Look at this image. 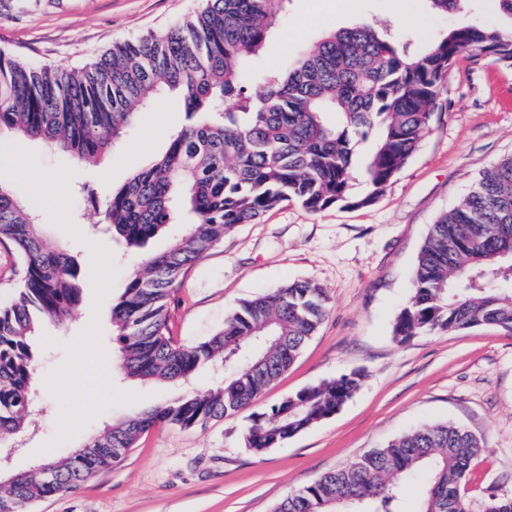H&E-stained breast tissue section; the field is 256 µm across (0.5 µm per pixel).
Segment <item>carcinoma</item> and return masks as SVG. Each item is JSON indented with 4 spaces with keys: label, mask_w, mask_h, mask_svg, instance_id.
Segmentation results:
<instances>
[{
    "label": "carcinoma",
    "mask_w": 512,
    "mask_h": 512,
    "mask_svg": "<svg viewBox=\"0 0 512 512\" xmlns=\"http://www.w3.org/2000/svg\"><path fill=\"white\" fill-rule=\"evenodd\" d=\"M439 15L466 0H426ZM290 0H202L194 17L162 36L110 49L80 69L32 67L0 50V134L39 140L97 160L115 150L140 109L168 90L188 123L163 153L105 200L100 223L140 253L180 211L191 218L165 249L149 253L112 303L121 374L141 382L188 384L227 369L204 392L185 389L92 438L107 452L75 450L54 474L0 481V512L75 492L124 458L160 423L184 429L240 413L294 363L328 311L323 288L293 280L242 302L224 328L186 345L170 336L168 304L187 270L224 235L295 201L310 212L363 207L393 183L443 109L448 73L471 53L512 66V33L463 22L420 46L368 23L325 33L283 69L250 76ZM336 115V122L329 115ZM374 137L353 191L358 140ZM0 243L24 264L19 292L0 306V448L24 430L33 399L36 337L61 323L82 298L81 268L47 245L45 224L0 181ZM491 328L512 335V155L485 169L473 189L431 226L414 271L413 294L393 338ZM352 372L304 388L250 415L245 446L262 453L334 415L359 386ZM482 441L466 428L418 427L280 499L272 512H407L405 486L426 471L416 512H471L460 494ZM482 512H512L490 496Z\"/></svg>",
    "instance_id": "1"
}]
</instances>
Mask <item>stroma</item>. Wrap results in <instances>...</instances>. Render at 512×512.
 I'll return each mask as SVG.
<instances>
[{"instance_id": "obj_1", "label": "stroma", "mask_w": 512, "mask_h": 512, "mask_svg": "<svg viewBox=\"0 0 512 512\" xmlns=\"http://www.w3.org/2000/svg\"><path fill=\"white\" fill-rule=\"evenodd\" d=\"M198 5L0 0V49L33 66L71 70L113 45L164 33ZM462 19L500 22L490 0H467L463 14L447 16L431 13L424 0H291L255 66L285 67L294 50L359 22L427 37ZM445 97L432 131L372 205L311 213L282 203L226 234L171 292V333L195 344L222 329L244 300L296 279L322 286L329 298L324 321L253 410L360 372L359 388L336 414L261 454L244 443L250 412L192 429L160 424L82 489L36 503L31 512H271L321 474L437 422L461 425L484 442L465 485L473 506L492 493L512 496V336L485 328L405 343L392 336L431 224L469 193L481 171L512 154V67L477 54L460 57ZM185 122L181 100L160 95L94 166L38 140L0 138V164L14 193L46 224L48 245L77 259L83 277L80 303L41 338L33 379L40 407L34 429L15 438L11 472L64 458L113 421L183 390L119 376L110 313L141 258L95 224L103 198L153 161Z\"/></svg>"}]
</instances>
